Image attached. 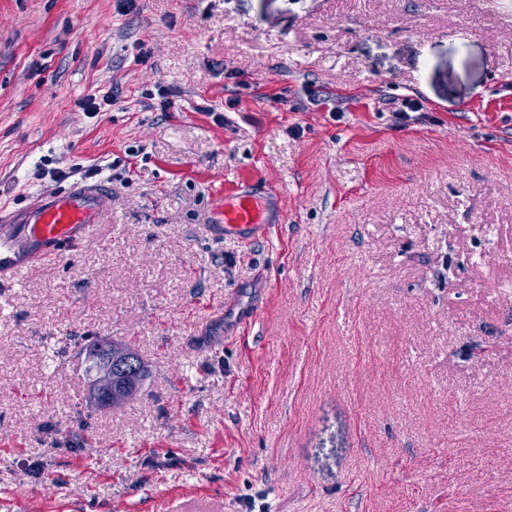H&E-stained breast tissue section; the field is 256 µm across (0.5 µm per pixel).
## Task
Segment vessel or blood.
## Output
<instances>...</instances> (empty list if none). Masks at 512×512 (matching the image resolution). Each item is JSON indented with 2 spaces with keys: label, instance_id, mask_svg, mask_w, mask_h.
Returning a JSON list of instances; mask_svg holds the SVG:
<instances>
[{
  "label": "vessel or blood",
  "instance_id": "vessel-or-blood-1",
  "mask_svg": "<svg viewBox=\"0 0 512 512\" xmlns=\"http://www.w3.org/2000/svg\"><path fill=\"white\" fill-rule=\"evenodd\" d=\"M112 193L103 184L73 182L34 209L16 215L0 213V288L12 287L28 273L47 269L91 238ZM275 219L268 197L255 188L225 193L212 226L216 237L231 233L254 242Z\"/></svg>",
  "mask_w": 512,
  "mask_h": 512
}]
</instances>
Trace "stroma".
Masks as SVG:
<instances>
[{
  "instance_id": "35a3bbf8",
  "label": "stroma",
  "mask_w": 512,
  "mask_h": 512,
  "mask_svg": "<svg viewBox=\"0 0 512 512\" xmlns=\"http://www.w3.org/2000/svg\"><path fill=\"white\" fill-rule=\"evenodd\" d=\"M95 164L0 291V512H512V0H0V206ZM257 180L281 224L216 238ZM112 201L104 184L73 182L21 214L0 213V288L47 269L76 251L97 230ZM103 344L112 345V352L109 358L108 365L101 371L100 382L98 384L97 390L95 391V396L96 398L103 399L106 403L111 405L112 408H118L126 404V402L132 399L133 397H125V395L122 392V388H120L118 385H116L115 389H113L112 391V384H114L112 378V359L115 361L131 356L137 358L140 366L138 384L140 386V389H142L145 380L149 376V370L145 362L139 357V355L130 345L115 341H112L111 343L107 339L96 338L95 340L91 341L87 346V351H90L88 356L89 365L87 367V372L89 374H95L97 369V365L92 360L90 353L91 351L96 350Z\"/></svg>"
}]
</instances>
